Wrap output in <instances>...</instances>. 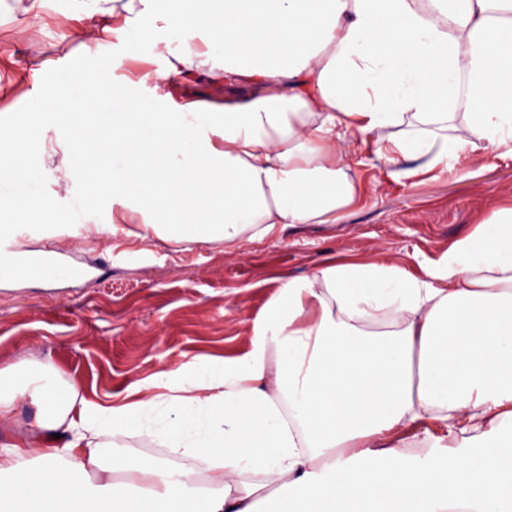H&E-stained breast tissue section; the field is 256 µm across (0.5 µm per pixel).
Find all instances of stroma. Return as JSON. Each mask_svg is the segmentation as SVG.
<instances>
[{"instance_id":"obj_1","label":"stroma","mask_w":512,"mask_h":512,"mask_svg":"<svg viewBox=\"0 0 512 512\" xmlns=\"http://www.w3.org/2000/svg\"><path fill=\"white\" fill-rule=\"evenodd\" d=\"M31 2L0 0V62L20 65L40 55L52 65L39 89L13 85L9 96H0V128L51 111L59 88L96 78L85 67L76 25L65 19L72 0H55L56 18L34 32ZM153 51L149 40L125 37L100 49L117 82L143 73L139 59ZM249 93L248 85L217 86L200 72L172 96L220 103ZM385 165L365 153L361 196L342 223L280 224L259 240L186 247L124 235L114 242L73 224L53 247L95 267L97 277L48 285L0 278V364L48 361L81 393L117 394L193 358L210 362L243 353L282 278L345 262L395 263L421 278L493 208L512 206L510 157L491 166L464 157L437 180L374 187L372 177ZM37 415V406L23 401L10 420H0V450L35 446L29 426Z\"/></svg>"}]
</instances>
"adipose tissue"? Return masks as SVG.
Wrapping results in <instances>:
<instances>
[{
	"label": "adipose tissue",
	"mask_w": 512,
	"mask_h": 512,
	"mask_svg": "<svg viewBox=\"0 0 512 512\" xmlns=\"http://www.w3.org/2000/svg\"><path fill=\"white\" fill-rule=\"evenodd\" d=\"M157 2L75 0L90 66L112 37L139 35L135 17ZM211 2L202 17L163 16L181 39L163 43L154 75L108 85L102 118L67 111L61 90L59 111L0 130V271L29 277L13 252L27 239L53 279L93 278L50 249L88 192L109 206L107 236L135 222L170 243L229 244L278 224L341 223L368 149L410 160L388 173L399 183L464 154L512 156V0ZM200 23L209 36L190 41ZM201 68L252 96L180 105L165 94L143 111L136 90L150 78ZM460 122L466 135L448 136ZM61 125L94 152L67 160L65 196L34 192L57 168L33 142ZM25 206L42 221L23 220ZM378 316L390 329L365 330ZM177 373L91 398L51 366H0V419L30 400L32 431L56 438L0 454V512H255L274 482L291 490L277 512H503L512 453L488 437L512 440V206L424 279L376 263L282 279L247 351ZM408 441L421 457L405 456ZM142 445L156 455L103 456ZM92 467L101 480H87Z\"/></svg>",
	"instance_id": "obj_1"
}]
</instances>
